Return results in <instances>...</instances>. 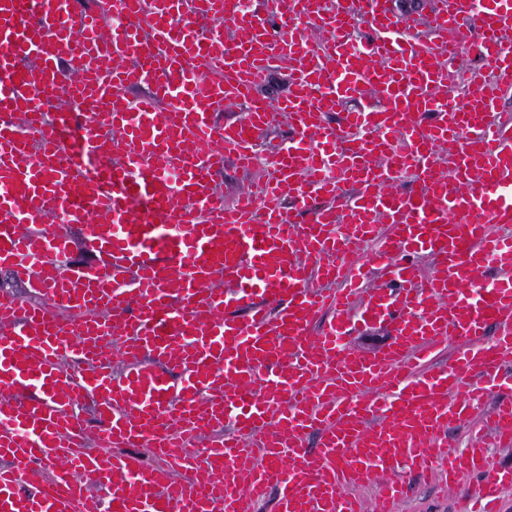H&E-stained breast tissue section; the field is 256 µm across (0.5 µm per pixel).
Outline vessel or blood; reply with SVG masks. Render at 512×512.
<instances>
[{
    "mask_svg": "<svg viewBox=\"0 0 512 512\" xmlns=\"http://www.w3.org/2000/svg\"><path fill=\"white\" fill-rule=\"evenodd\" d=\"M430 2L421 22L390 0H0V270L26 289L0 295V512H83L92 486L103 512H256L272 491L278 512H364L349 490L370 484L395 512L402 471L443 472L497 512L512 0ZM228 24L261 50L225 40ZM468 47L490 75L457 68ZM285 61L290 94L259 99ZM447 78L471 93L436 96ZM227 102L246 111L218 123ZM286 117L288 143L225 199L216 172L254 169ZM78 246L91 262H71ZM371 324L393 339L347 349Z\"/></svg>",
    "mask_w": 512,
    "mask_h": 512,
    "instance_id": "1",
    "label": "vessel or blood"
}]
</instances>
